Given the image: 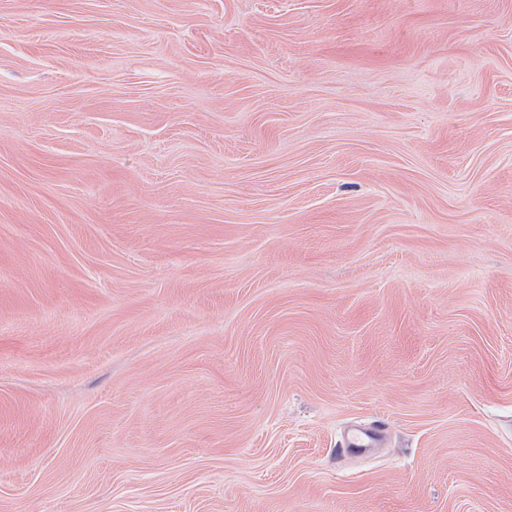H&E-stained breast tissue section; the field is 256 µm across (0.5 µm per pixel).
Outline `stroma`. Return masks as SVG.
I'll list each match as a JSON object with an SVG mask.
<instances>
[{
    "label": "stroma",
    "mask_w": 512,
    "mask_h": 512,
    "mask_svg": "<svg viewBox=\"0 0 512 512\" xmlns=\"http://www.w3.org/2000/svg\"><path fill=\"white\" fill-rule=\"evenodd\" d=\"M0 512H512V0H0Z\"/></svg>",
    "instance_id": "obj_1"
}]
</instances>
